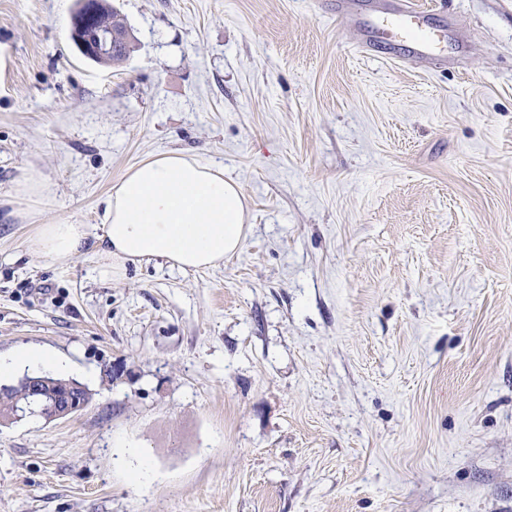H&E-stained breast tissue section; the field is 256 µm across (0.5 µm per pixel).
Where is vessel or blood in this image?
<instances>
[{"instance_id": "vessel-or-blood-1", "label": "vessel or blood", "mask_w": 512, "mask_h": 512, "mask_svg": "<svg viewBox=\"0 0 512 512\" xmlns=\"http://www.w3.org/2000/svg\"><path fill=\"white\" fill-rule=\"evenodd\" d=\"M336 14L359 34L361 53L392 60H445L449 42L468 47L466 36L433 21L416 0H336Z\"/></svg>"}]
</instances>
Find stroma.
I'll use <instances>...</instances> for the list:
<instances>
[{
	"mask_svg": "<svg viewBox=\"0 0 512 512\" xmlns=\"http://www.w3.org/2000/svg\"><path fill=\"white\" fill-rule=\"evenodd\" d=\"M83 58L59 0H0V353L91 399L0 419V512H512V0H419L454 66L355 51L336 0H112ZM213 164L250 229L218 267L55 266L139 162ZM93 1H95V6L90 0H84L83 5L86 6V11L84 10L83 19L80 20L77 18L72 20V40L77 47V42L73 39L74 37L79 42L82 51L89 55L112 50V55L104 57L98 56L89 60L98 64L119 66L129 57L131 52L130 33L127 23L124 17L108 0ZM91 23L92 29H88L87 33H92L97 29L112 28L106 32L97 31L86 40L77 37L78 30L85 31ZM112 30L118 32L122 37L121 41H119L115 47H112L114 37ZM44 190L41 174L34 169L24 171L15 181L10 194L0 197V208H10L7 217L25 220L29 217V210L22 208V204L35 202ZM20 367L61 373L67 370L64 363L37 349H23L9 356H0V378Z\"/></svg>",
	"mask_w": 512,
	"mask_h": 512,
	"instance_id": "obj_1",
	"label": "stroma"
}]
</instances>
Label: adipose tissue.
Returning a JSON list of instances; mask_svg holds the SVG:
<instances>
[{"instance_id": "obj_1", "label": "adipose tissue", "mask_w": 512, "mask_h": 512, "mask_svg": "<svg viewBox=\"0 0 512 512\" xmlns=\"http://www.w3.org/2000/svg\"><path fill=\"white\" fill-rule=\"evenodd\" d=\"M44 190L41 174L24 171L0 208L24 220L27 204ZM246 236V208L237 183L220 168L180 153L143 161L113 184L103 201L102 232L90 236L78 220L38 225L31 251L64 265L84 253L109 263L115 273L127 264L160 258L181 270L219 266Z\"/></svg>"}]
</instances>
